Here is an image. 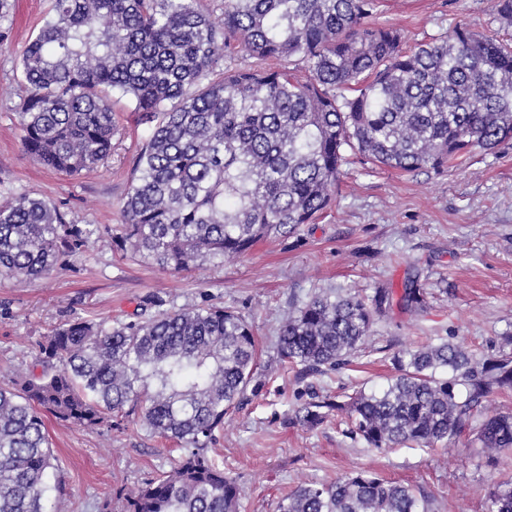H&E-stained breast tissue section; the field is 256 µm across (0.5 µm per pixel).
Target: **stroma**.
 <instances>
[{"label": "stroma", "mask_w": 512, "mask_h": 512, "mask_svg": "<svg viewBox=\"0 0 512 512\" xmlns=\"http://www.w3.org/2000/svg\"><path fill=\"white\" fill-rule=\"evenodd\" d=\"M50 8L51 0H16L10 43L0 48V201L19 193L49 200L94 234L51 277L0 283V385H20L39 342L69 317L129 321L149 295L169 309L231 307L254 327L257 389L225 418L207 455L236 479L237 512H277L300 484L330 483L359 468L411 485L430 512H486L493 480L512 478V454L490 464L461 444L377 451L346 435L339 417L306 431L288 416L306 386L334 396L376 389L395 374L394 352L430 340L512 354L504 341L512 335V141L440 171L404 173L351 158L331 209L294 237L265 240L221 263L162 270L113 249L108 236L123 222L122 200L151 131L131 100L116 103L112 154L95 171L71 177L23 151L20 59ZM373 21L399 30L408 50L458 27L512 41L491 0H382ZM414 274L428 291L426 311L380 319L351 365L306 383L280 363L279 325L311 294L365 297ZM45 427L58 459L48 477L61 485L47 512H125L123 490L168 467L165 444L136 421L84 428L49 416Z\"/></svg>", "instance_id": "stroma-1"}]
</instances>
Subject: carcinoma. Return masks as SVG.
Returning <instances> with one entry per match:
<instances>
[{
	"instance_id": "1",
	"label": "carcinoma",
	"mask_w": 512,
	"mask_h": 512,
	"mask_svg": "<svg viewBox=\"0 0 512 512\" xmlns=\"http://www.w3.org/2000/svg\"><path fill=\"white\" fill-rule=\"evenodd\" d=\"M377 0H52L22 53V147L71 175L104 165L112 97L154 127L142 144L112 246L163 270L243 256L313 224L335 201L347 151L402 172L441 170L512 140V43L465 28L415 51L370 26ZM512 26V0H493ZM14 0H0V46ZM254 59L240 68L228 47ZM93 230L53 203L18 194L0 205V280L40 279L70 263ZM427 304L418 280L370 297L314 294L281 324L278 349L296 378L322 376L360 351L393 307ZM137 320L74 318L38 345L18 388L0 386V512H43L55 468L43 414L78 426L131 415L177 443L170 469L124 493L126 512H236L239 489L206 455L238 409L257 366L253 328L230 308L162 309ZM397 375L346 401L311 392L288 424L314 430L335 414L375 449L467 446L493 461L512 453V414H487L512 389V356L483 358L441 340L395 352ZM486 512H512V480ZM278 512H429L408 485L357 469L304 483Z\"/></svg>"
}]
</instances>
